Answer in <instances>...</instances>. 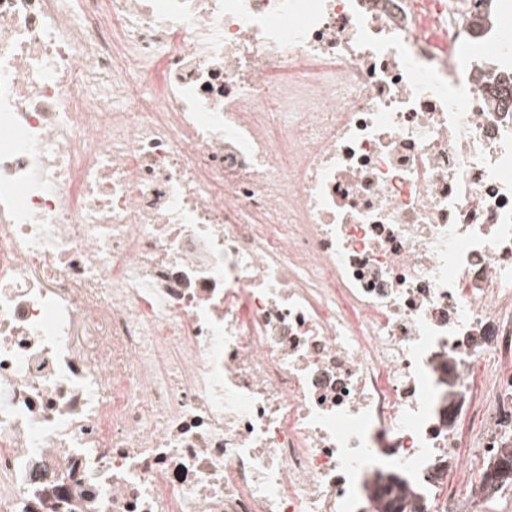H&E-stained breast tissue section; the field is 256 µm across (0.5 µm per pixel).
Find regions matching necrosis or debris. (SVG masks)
<instances>
[{"label":"necrosis or debris","instance_id":"necrosis-or-debris-1","mask_svg":"<svg viewBox=\"0 0 512 512\" xmlns=\"http://www.w3.org/2000/svg\"><path fill=\"white\" fill-rule=\"evenodd\" d=\"M438 2L0 0V512H468L512 6ZM481 429V421L474 415H464L457 419L456 430L458 438L457 454L460 463L448 468L445 477L444 492L459 499H468L473 485L480 477L481 466L473 467L470 459L474 454V443Z\"/></svg>","mask_w":512,"mask_h":512}]
</instances>
